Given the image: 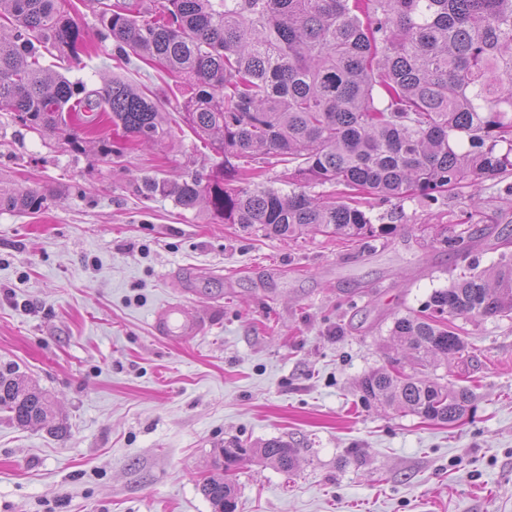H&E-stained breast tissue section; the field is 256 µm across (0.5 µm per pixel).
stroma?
Masks as SVG:
<instances>
[{
  "label": "stroma",
  "instance_id": "obj_1",
  "mask_svg": "<svg viewBox=\"0 0 512 512\" xmlns=\"http://www.w3.org/2000/svg\"><path fill=\"white\" fill-rule=\"evenodd\" d=\"M64 8L92 49L67 78L143 86L179 135L106 161L0 109V193L50 197L38 213L0 210V371L55 402L48 428L0 413V512H213L200 484L233 438L298 450L291 475L244 460L236 512H512L511 317L453 322L464 349L433 374L474 387L459 423L369 407L357 390L395 355V317L505 253L512 171L431 205L374 203L397 230L365 244L278 239L144 197V179L204 176L217 158L181 128L178 78L99 43L87 0ZM472 223L486 235L467 257L441 244L442 228ZM170 302L204 318L198 336L154 333Z\"/></svg>",
  "mask_w": 512,
  "mask_h": 512
}]
</instances>
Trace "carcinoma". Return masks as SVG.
<instances>
[{"instance_id":"obj_1","label":"carcinoma","mask_w":512,"mask_h":512,"mask_svg":"<svg viewBox=\"0 0 512 512\" xmlns=\"http://www.w3.org/2000/svg\"><path fill=\"white\" fill-rule=\"evenodd\" d=\"M62 0H0V105L34 132H50L83 152L95 136L102 158L126 144L174 139L157 98L114 77L90 89L42 64L55 50L81 63V29ZM101 42L125 59L157 64L185 86V125L220 161L182 181L148 178V196L185 210L205 205L226 224L291 239L304 232L363 241L392 233L375 224L361 196L382 201L438 197L477 187L512 169V0H89ZM290 165L288 189L237 185L263 176L259 160ZM340 187L316 198L313 185ZM48 196L18 190L0 208L35 213ZM467 253L473 238L444 236ZM427 313L394 320L392 335L409 351L411 373L381 367L364 374L362 402L456 423L475 396L467 386L426 375L436 358L463 349L450 318L512 314V258L463 274L434 290ZM0 412L17 425L52 415L45 392L0 372ZM253 457L282 472L297 464L279 438L218 449L200 490L214 512H235V475Z\"/></svg>"}]
</instances>
